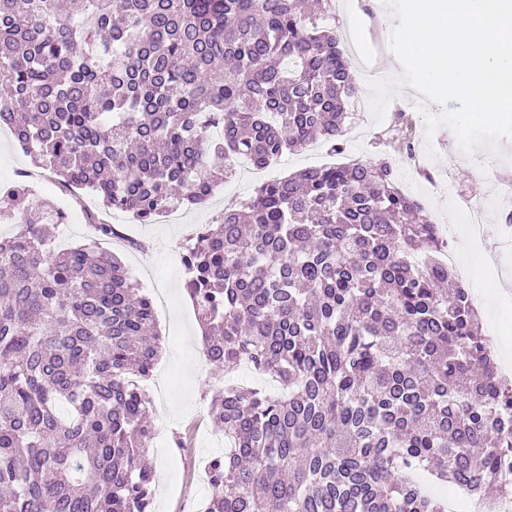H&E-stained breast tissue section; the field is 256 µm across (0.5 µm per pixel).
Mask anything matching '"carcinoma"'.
<instances>
[{"label": "carcinoma", "instance_id": "1", "mask_svg": "<svg viewBox=\"0 0 512 512\" xmlns=\"http://www.w3.org/2000/svg\"><path fill=\"white\" fill-rule=\"evenodd\" d=\"M330 5L0 0V128L59 183L141 224L203 205L238 157L343 149L357 87ZM26 180L0 196V512H151L155 429L139 381L152 300L98 244L54 245ZM389 158L260 184L189 238L184 290L226 383L203 512H448L429 492L512 499V382Z\"/></svg>", "mask_w": 512, "mask_h": 512}]
</instances>
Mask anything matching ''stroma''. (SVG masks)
Wrapping results in <instances>:
<instances>
[{"mask_svg":"<svg viewBox=\"0 0 512 512\" xmlns=\"http://www.w3.org/2000/svg\"><path fill=\"white\" fill-rule=\"evenodd\" d=\"M387 15L382 0H362L350 12H337L336 27L342 45L355 73H362L365 61L374 57L376 39H388L389 31L374 34L367 23L369 13ZM352 117L344 131L341 153L329 146L318 152L299 149L284 153L265 170L267 178L288 176L307 167H320L349 162L365 163L385 154L395 162L400 187L420 201L443 230L456 236L462 259L471 273L462 285L469 294L480 295L479 313L484 330L494 331L501 353L512 359V247L503 244L505 213L493 195L485 191L486 181L512 184V141H502L503 158L490 159L486 151L474 156L463 155L449 128L425 135L423 114L413 107L409 96H394L385 119L375 123L371 112L358 111L349 105ZM404 113L415 130L411 149H403L394 125L397 113ZM425 157L428 174L413 168L409 156ZM30 174L28 183L46 206L69 204L77 220L62 224L56 230L57 240L72 246L84 242L89 234L86 212L99 211L102 203L93 193L74 195L62 188L49 173L34 169L31 159L6 132H0V187L13 184L20 171ZM255 185L243 172L225 180L214 197L201 206L185 209L179 224L153 222L141 224L122 215L126 234L141 240V251H120L119 256L130 279L142 293L156 300V322L162 338V353L151 377L143 386L151 398L157 436L149 452L155 471L153 512H200L209 493L204 466L224 451V435L207 415L205 393L216 384L201 339L197 312L182 284L184 268L181 257L187 238L198 225L212 223L224 209L238 206L249 199ZM484 195L486 220L480 249L468 242L465 225L457 217L459 199ZM183 438V463L177 480H169L167 467L174 451V438Z\"/></svg>","mask_w":512,"mask_h":512,"instance_id":"obj_1","label":"stroma"}]
</instances>
